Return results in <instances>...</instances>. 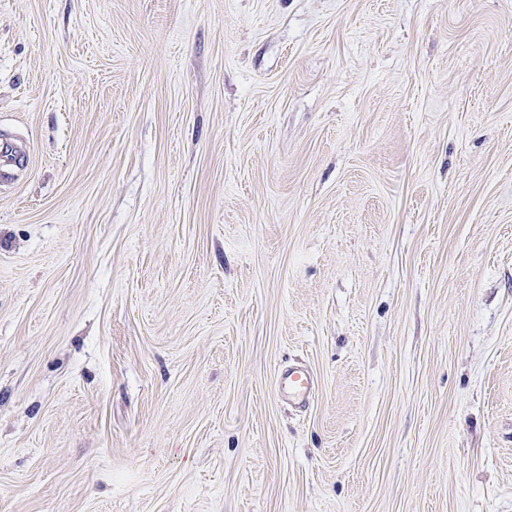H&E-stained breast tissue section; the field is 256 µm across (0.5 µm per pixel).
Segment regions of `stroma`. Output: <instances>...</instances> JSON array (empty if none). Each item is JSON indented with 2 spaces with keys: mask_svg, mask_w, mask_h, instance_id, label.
I'll use <instances>...</instances> for the list:
<instances>
[{
  "mask_svg": "<svg viewBox=\"0 0 512 512\" xmlns=\"http://www.w3.org/2000/svg\"><path fill=\"white\" fill-rule=\"evenodd\" d=\"M0 512H512V0H0ZM316 389L313 374L299 366H289L278 377V391L288 395V400L299 406H305L313 397Z\"/></svg>",
  "mask_w": 512,
  "mask_h": 512,
  "instance_id": "1",
  "label": "stroma"
}]
</instances>
